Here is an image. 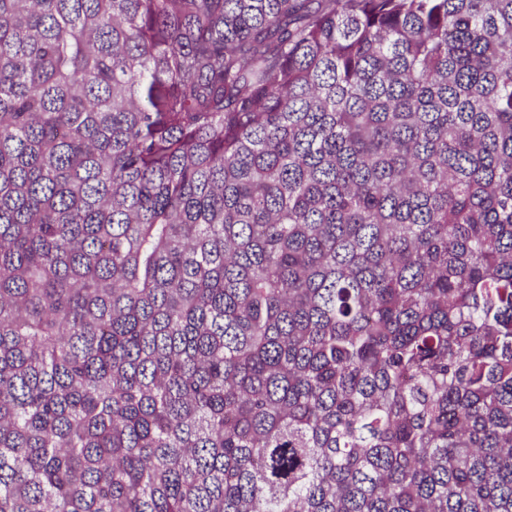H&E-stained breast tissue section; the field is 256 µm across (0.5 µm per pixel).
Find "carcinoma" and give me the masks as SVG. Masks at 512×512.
<instances>
[{
    "mask_svg": "<svg viewBox=\"0 0 512 512\" xmlns=\"http://www.w3.org/2000/svg\"><path fill=\"white\" fill-rule=\"evenodd\" d=\"M0 512H512V0H0Z\"/></svg>",
    "mask_w": 512,
    "mask_h": 512,
    "instance_id": "cac0c4a2",
    "label": "carcinoma"
}]
</instances>
